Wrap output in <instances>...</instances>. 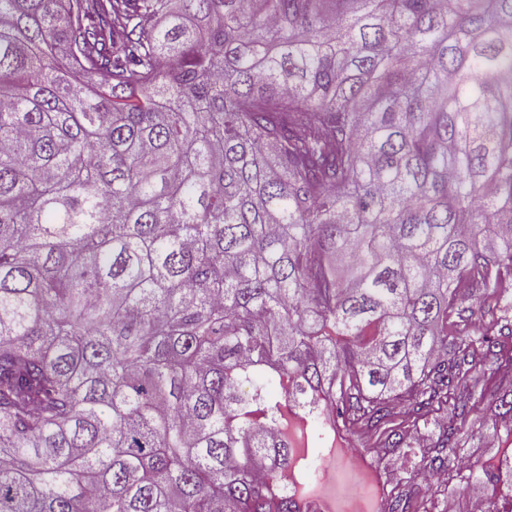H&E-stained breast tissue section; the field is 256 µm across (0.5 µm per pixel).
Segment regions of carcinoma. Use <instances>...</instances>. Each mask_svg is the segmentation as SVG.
<instances>
[{
	"label": "carcinoma",
	"instance_id": "1",
	"mask_svg": "<svg viewBox=\"0 0 512 512\" xmlns=\"http://www.w3.org/2000/svg\"><path fill=\"white\" fill-rule=\"evenodd\" d=\"M505 273L512 0H0V512H308L327 395L438 471Z\"/></svg>",
	"mask_w": 512,
	"mask_h": 512
}]
</instances>
